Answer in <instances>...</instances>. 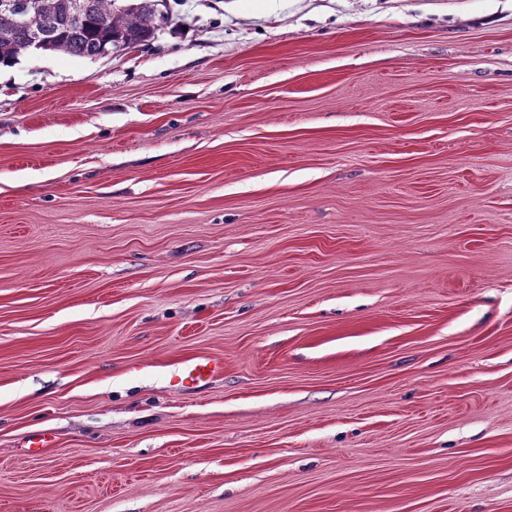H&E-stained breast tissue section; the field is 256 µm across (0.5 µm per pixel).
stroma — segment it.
I'll return each mask as SVG.
<instances>
[{
    "label": "stroma",
    "instance_id": "obj_1",
    "mask_svg": "<svg viewBox=\"0 0 512 512\" xmlns=\"http://www.w3.org/2000/svg\"><path fill=\"white\" fill-rule=\"evenodd\" d=\"M159 9L0 81V512H512V0ZM182 364V369L171 379L175 387H184L186 383L193 385L205 382L224 373V358L220 355L194 356Z\"/></svg>",
    "mask_w": 512,
    "mask_h": 512
}]
</instances>
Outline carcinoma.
Returning <instances> with one entry per match:
<instances>
[{
    "label": "carcinoma",
    "mask_w": 512,
    "mask_h": 512,
    "mask_svg": "<svg viewBox=\"0 0 512 512\" xmlns=\"http://www.w3.org/2000/svg\"><path fill=\"white\" fill-rule=\"evenodd\" d=\"M13 8H0V64L32 54L30 37L47 33L44 52H65L79 57H100L110 47L129 48L152 41L169 22L155 0H85L81 15H73L70 0H10Z\"/></svg>",
    "instance_id": "carcinoma-1"
}]
</instances>
